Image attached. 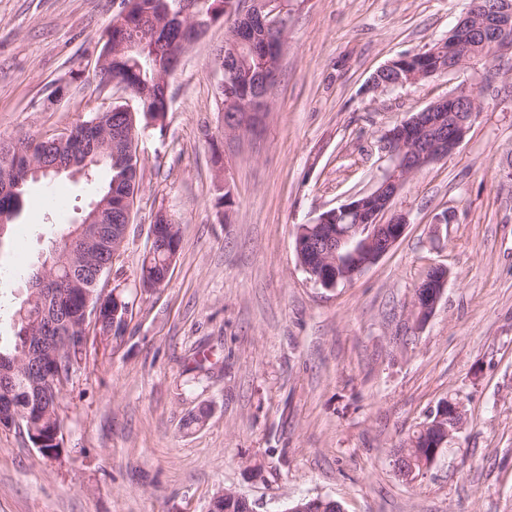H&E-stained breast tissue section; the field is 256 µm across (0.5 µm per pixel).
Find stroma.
Here are the masks:
<instances>
[{
	"label": "stroma",
	"instance_id": "stroma-1",
	"mask_svg": "<svg viewBox=\"0 0 512 512\" xmlns=\"http://www.w3.org/2000/svg\"><path fill=\"white\" fill-rule=\"evenodd\" d=\"M470 0H290L269 110L224 137L213 25L170 79L166 132L141 133L139 189L109 286L132 305L124 336L91 342L60 398L58 459L0 430V512H207L231 488L256 512L301 497L344 512H512V54L371 95L388 62L447 37ZM120 0H0V140L39 138L108 108L95 74ZM482 91L461 146L393 206L402 239L352 283L310 281L298 225L371 190L383 133L458 86ZM102 177L29 185L0 239V337L39 264L96 200ZM232 191L231 211L218 207ZM182 227L164 288L142 292L150 226ZM448 212L451 224L435 226ZM448 284L417 332L405 319L429 266ZM211 373L190 384L199 353ZM467 421L434 465L392 463L440 400ZM200 427L184 425L199 408Z\"/></svg>",
	"mask_w": 512,
	"mask_h": 512
}]
</instances>
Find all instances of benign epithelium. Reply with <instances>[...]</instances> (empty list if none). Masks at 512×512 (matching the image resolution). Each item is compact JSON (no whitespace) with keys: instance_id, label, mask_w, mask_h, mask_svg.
I'll return each mask as SVG.
<instances>
[{"instance_id":"obj_1","label":"benign epithelium","mask_w":512,"mask_h":512,"mask_svg":"<svg viewBox=\"0 0 512 512\" xmlns=\"http://www.w3.org/2000/svg\"><path fill=\"white\" fill-rule=\"evenodd\" d=\"M264 17L267 28L279 33L278 41L273 45L265 59L264 80L253 90L244 94L227 93L223 105L224 137L236 138L258 128L262 112L266 111V91L276 79L280 67L288 32V0H232L230 15L243 18L253 12ZM489 42L496 46L497 53L483 57H472L463 52V47L475 40ZM243 41L242 31L227 26L224 40V53L217 56V69L221 75L218 90L231 88L234 77L233 61ZM512 51V0H500L487 15H478L469 10L457 21L452 30V38L437 43L429 49L433 66L429 71L416 68L407 73V82L419 83L426 78L442 76L448 72L471 67L482 63L492 65L499 58ZM481 109L480 98L473 88H460L429 104L415 113L394 131L386 133L384 140L389 157V166L377 185L368 193L353 197L349 202L326 211L316 219L317 229L307 238L296 240L297 253L312 256L322 271L312 274V267L302 266L305 273L312 275L314 284L333 289L338 282L331 280L329 269L339 264L342 255L352 259L350 278H355L367 268L376 264L389 253L404 235L408 219L405 214L394 210L393 202L411 177L429 165L453 153L465 140L474 118ZM356 215L365 220L363 224H349L332 228L329 218L333 215ZM87 239L112 244L109 227L105 224H85ZM448 271L436 268V274L419 283L408 314L411 328H421L433 314L440 301ZM100 316V307L86 306L82 310L80 335L70 336L69 326L64 321L55 323L57 333L54 336L40 337L38 345L26 351L9 370H1L0 378L7 383L13 380V373L27 361H32L39 372L38 387L34 403L40 404L44 396L63 390L66 370V355L72 350V341L78 342V348L86 350L90 340L100 338L95 326ZM453 418V427L444 430L442 438L433 444L431 461H436L447 444L452 433L464 423V412L457 401L447 400L441 404L436 422ZM8 425L27 436L37 450L42 444L29 424V417L11 409L0 407V428Z\"/></svg>"}]
</instances>
